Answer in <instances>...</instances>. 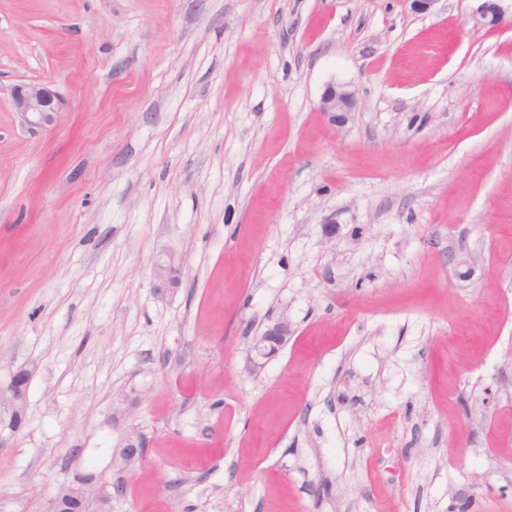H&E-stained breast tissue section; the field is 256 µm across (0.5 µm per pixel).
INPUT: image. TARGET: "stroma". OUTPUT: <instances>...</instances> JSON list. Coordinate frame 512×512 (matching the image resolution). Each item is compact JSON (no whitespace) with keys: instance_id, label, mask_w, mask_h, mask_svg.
<instances>
[{"instance_id":"obj_1","label":"stroma","mask_w":512,"mask_h":512,"mask_svg":"<svg viewBox=\"0 0 512 512\" xmlns=\"http://www.w3.org/2000/svg\"><path fill=\"white\" fill-rule=\"evenodd\" d=\"M481 4L0 0V512L78 473L124 488L91 512H512V0ZM11 101L15 111L24 117L36 116V121L29 119L34 124L49 121L62 104L60 95L49 84L32 82L16 84L11 89ZM347 84H328L321 95L319 108L323 112H340L346 115L356 107L354 91L348 89ZM292 334V328L288 319H281L271 326L263 336L254 343L255 358H252L253 369L261 368L260 359H266L273 355ZM28 372L20 369L9 382L0 384V450L10 448V440L27 417Z\"/></svg>"}]
</instances>
